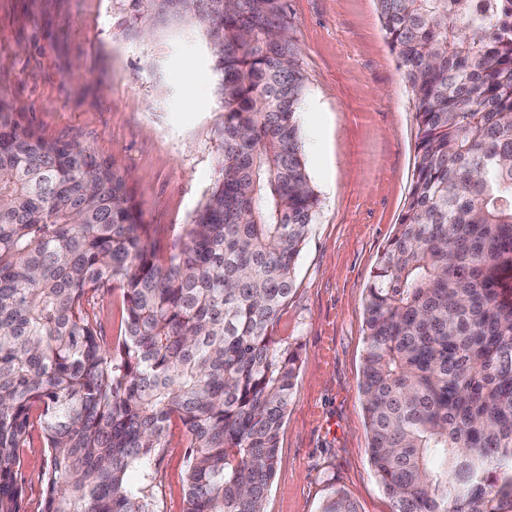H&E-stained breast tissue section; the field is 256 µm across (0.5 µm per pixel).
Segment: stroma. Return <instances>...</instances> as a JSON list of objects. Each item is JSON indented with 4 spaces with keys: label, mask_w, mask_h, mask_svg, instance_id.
Returning <instances> with one entry per match:
<instances>
[{
    "label": "stroma",
    "mask_w": 512,
    "mask_h": 512,
    "mask_svg": "<svg viewBox=\"0 0 512 512\" xmlns=\"http://www.w3.org/2000/svg\"><path fill=\"white\" fill-rule=\"evenodd\" d=\"M307 76L297 115L319 199L277 336L300 354L265 512H319L342 490L393 512L368 456L359 382L364 300L414 177L417 121L375 0H288ZM128 0H0V106L20 127L76 142L120 172L168 246L215 180L222 95L210 46L183 24L142 36ZM173 422L157 512H185V447ZM42 442L23 449L26 512H41Z\"/></svg>",
    "instance_id": "1"
}]
</instances>
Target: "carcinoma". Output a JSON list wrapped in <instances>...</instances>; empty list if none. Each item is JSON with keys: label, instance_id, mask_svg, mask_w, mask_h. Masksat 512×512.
Returning a JSON list of instances; mask_svg holds the SVG:
<instances>
[{"label": "carcinoma", "instance_id": "1", "mask_svg": "<svg viewBox=\"0 0 512 512\" xmlns=\"http://www.w3.org/2000/svg\"><path fill=\"white\" fill-rule=\"evenodd\" d=\"M418 135L365 297L360 389L393 512H512V0H375ZM213 44L216 179L163 252L125 178L0 107V512L41 427L42 512H156L188 434L186 512H264L298 353L274 335L318 198L287 0H131ZM119 291L109 343L91 307ZM321 512H357L333 491ZM187 439L179 421L170 425L166 448L157 467L154 496L158 512H185V447Z\"/></svg>", "mask_w": 512, "mask_h": 512}]
</instances>
